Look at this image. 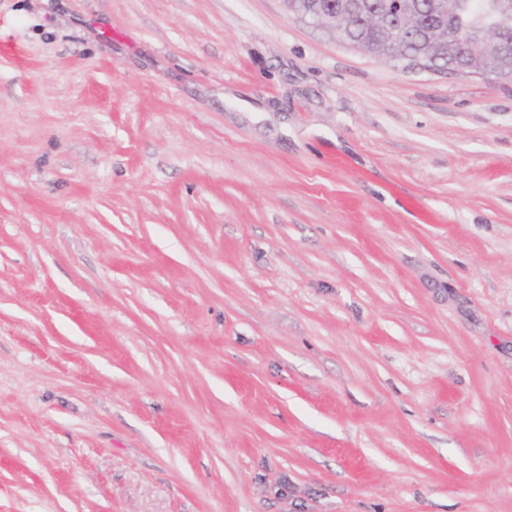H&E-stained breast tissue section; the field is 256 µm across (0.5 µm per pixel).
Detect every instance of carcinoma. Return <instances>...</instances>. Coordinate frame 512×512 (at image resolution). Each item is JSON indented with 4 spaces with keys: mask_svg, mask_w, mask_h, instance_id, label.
<instances>
[{
    "mask_svg": "<svg viewBox=\"0 0 512 512\" xmlns=\"http://www.w3.org/2000/svg\"><path fill=\"white\" fill-rule=\"evenodd\" d=\"M440 0H416L420 11L414 18L402 16L398 28L402 32L399 39L391 37L386 26L344 25V32L364 50L382 60L392 53H418L428 55L434 64L451 72H461L473 60V51L479 50L478 61L499 59L496 46L486 40V32L491 27H501L512 33V0H454L455 8L448 13H440ZM442 25L448 30L465 26L471 34V46L460 47L453 39H448L436 48L431 43L429 30Z\"/></svg>",
    "mask_w": 512,
    "mask_h": 512,
    "instance_id": "carcinoma-1",
    "label": "carcinoma"
}]
</instances>
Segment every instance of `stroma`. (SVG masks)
<instances>
[{
    "label": "stroma",
    "mask_w": 512,
    "mask_h": 512,
    "mask_svg": "<svg viewBox=\"0 0 512 512\" xmlns=\"http://www.w3.org/2000/svg\"><path fill=\"white\" fill-rule=\"evenodd\" d=\"M0 512H512V86L0 0Z\"/></svg>",
    "instance_id": "stroma-1"
}]
</instances>
